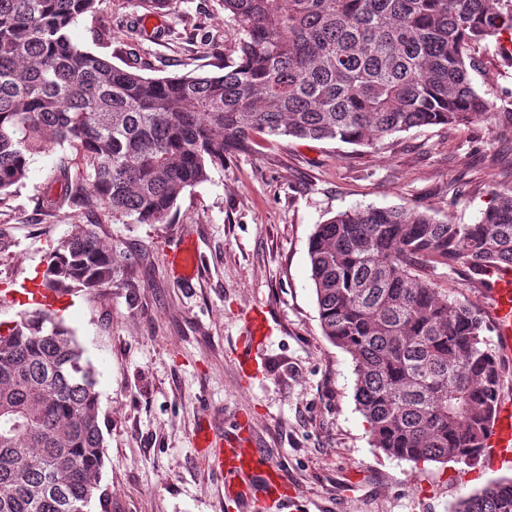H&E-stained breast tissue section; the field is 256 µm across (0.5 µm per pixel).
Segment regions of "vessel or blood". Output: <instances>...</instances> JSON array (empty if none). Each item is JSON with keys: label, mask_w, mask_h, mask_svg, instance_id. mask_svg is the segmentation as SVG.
Masks as SVG:
<instances>
[{"label": "vessel or blood", "mask_w": 512, "mask_h": 512, "mask_svg": "<svg viewBox=\"0 0 512 512\" xmlns=\"http://www.w3.org/2000/svg\"><path fill=\"white\" fill-rule=\"evenodd\" d=\"M491 276L492 316L497 340L502 352L512 353V274L494 270ZM19 306L64 310L69 304L65 293L46 288L41 276L24 280L18 286L0 294ZM245 340L241 342L235 360L242 379L257 375L258 349L269 332L267 309L252 305L244 315ZM193 445L199 452L212 454L217 472L224 483V492L238 505L257 504L259 499L279 500L287 496L288 486L280 470L264 463L262 451L245 427H238L216 442L208 426L195 433ZM485 446L497 459H512V403L498 402Z\"/></svg>", "instance_id": "1"}]
</instances>
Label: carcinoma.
<instances>
[{
	"label": "carcinoma",
	"mask_w": 512,
	"mask_h": 512,
	"mask_svg": "<svg viewBox=\"0 0 512 512\" xmlns=\"http://www.w3.org/2000/svg\"><path fill=\"white\" fill-rule=\"evenodd\" d=\"M101 0H0V195L60 148L46 203L99 223L168 224L183 191L255 138L373 146L412 128L511 112L475 88L470 49L512 42V0H224L239 35L220 74L150 77L72 41ZM322 333L352 356L372 445L412 461L475 462L504 366L483 312L440 278L512 268V190L476 224L357 207L316 226ZM443 272H438V269ZM112 249L82 226L48 257L49 288L112 286ZM95 370L52 310L0 332V512H90L103 435ZM448 512H512V478Z\"/></svg>",
	"instance_id": "1"
}]
</instances>
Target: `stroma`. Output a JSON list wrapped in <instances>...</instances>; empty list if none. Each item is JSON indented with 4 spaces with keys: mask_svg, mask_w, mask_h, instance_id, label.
Returning <instances> with one entry per match:
<instances>
[{
    "mask_svg": "<svg viewBox=\"0 0 512 512\" xmlns=\"http://www.w3.org/2000/svg\"><path fill=\"white\" fill-rule=\"evenodd\" d=\"M109 35L103 44L92 28ZM78 45L145 75L215 73L236 59L224 0H171L149 18L133 0H102L71 28ZM474 86L512 110V68L496 47L471 52ZM58 152L0 196V285L44 272L58 242L83 218L43 205ZM512 189V126H424L376 147L339 141L258 139L225 156L187 188L169 224L102 217L112 248L111 287L77 292L64 324L95 369L104 438L99 501L91 512H238L211 457L193 446L200 425L231 431L248 414L264 456L296 502L254 512H448L459 496L512 476V463L397 461L376 453L354 401L352 358L322 334L308 240L317 224L356 207L404 206L454 224L476 223L492 195ZM197 249L183 284L177 249ZM266 304L273 333L266 373L242 388L234 346L240 313Z\"/></svg>",
    "mask_w": 512,
    "mask_h": 512,
    "instance_id": "stroma-1",
    "label": "stroma"
}]
</instances>
